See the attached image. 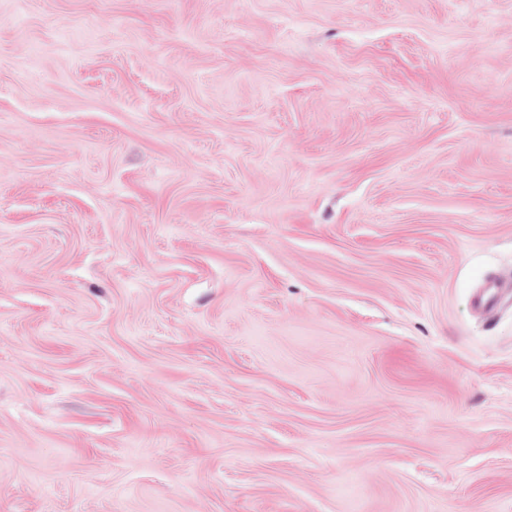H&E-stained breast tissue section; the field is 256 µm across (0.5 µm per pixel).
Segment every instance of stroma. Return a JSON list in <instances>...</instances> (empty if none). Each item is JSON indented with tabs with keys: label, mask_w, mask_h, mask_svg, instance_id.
I'll list each match as a JSON object with an SVG mask.
<instances>
[{
	"label": "stroma",
	"mask_w": 512,
	"mask_h": 512,
	"mask_svg": "<svg viewBox=\"0 0 512 512\" xmlns=\"http://www.w3.org/2000/svg\"><path fill=\"white\" fill-rule=\"evenodd\" d=\"M512 0H0V512H512ZM511 286L491 278L484 282L472 296V304L480 310H493L498 307L510 293Z\"/></svg>",
	"instance_id": "obj_1"
}]
</instances>
